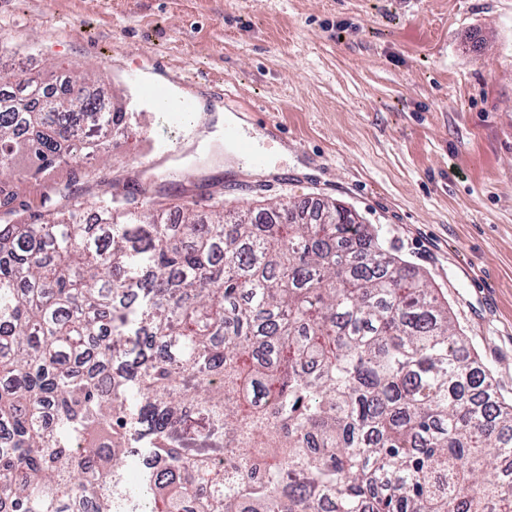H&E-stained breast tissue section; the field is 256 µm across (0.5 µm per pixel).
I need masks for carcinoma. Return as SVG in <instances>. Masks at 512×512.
<instances>
[{
    "label": "carcinoma",
    "instance_id": "carcinoma-1",
    "mask_svg": "<svg viewBox=\"0 0 512 512\" xmlns=\"http://www.w3.org/2000/svg\"><path fill=\"white\" fill-rule=\"evenodd\" d=\"M58 80L0 64V186L65 153L85 179L126 123L100 83ZM51 192L0 205L8 512H79L77 484L96 512H512V404L354 211L186 200L172 224L126 186L92 225Z\"/></svg>",
    "mask_w": 512,
    "mask_h": 512
}]
</instances>
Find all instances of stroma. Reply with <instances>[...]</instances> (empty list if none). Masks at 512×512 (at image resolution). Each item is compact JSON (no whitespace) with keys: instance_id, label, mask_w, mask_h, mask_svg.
I'll return each instance as SVG.
<instances>
[{"instance_id":"1","label":"stroma","mask_w":512,"mask_h":512,"mask_svg":"<svg viewBox=\"0 0 512 512\" xmlns=\"http://www.w3.org/2000/svg\"><path fill=\"white\" fill-rule=\"evenodd\" d=\"M1 46L30 73L94 76L131 114L93 180L63 164L48 182L89 204L137 183L167 206L344 204L512 402V0H0ZM149 84L193 112L170 120ZM228 112L268 168L225 147Z\"/></svg>"}]
</instances>
